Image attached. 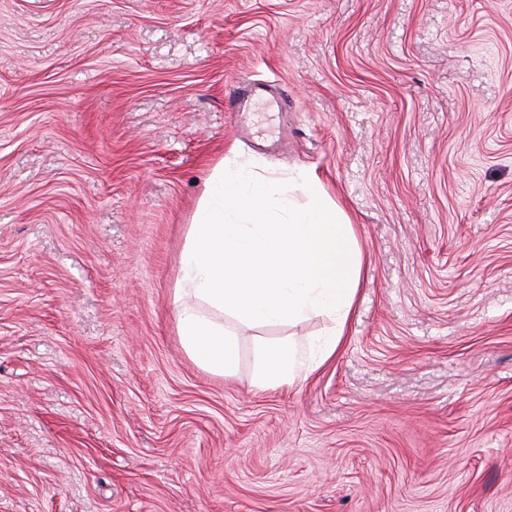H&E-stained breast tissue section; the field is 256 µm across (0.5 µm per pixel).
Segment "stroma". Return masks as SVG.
<instances>
[{"label":"stroma","instance_id":"stroma-1","mask_svg":"<svg viewBox=\"0 0 512 512\" xmlns=\"http://www.w3.org/2000/svg\"><path fill=\"white\" fill-rule=\"evenodd\" d=\"M230 151L362 251L289 387L327 319L225 313L231 376L179 334ZM0 512H512V0H0Z\"/></svg>","mask_w":512,"mask_h":512}]
</instances>
